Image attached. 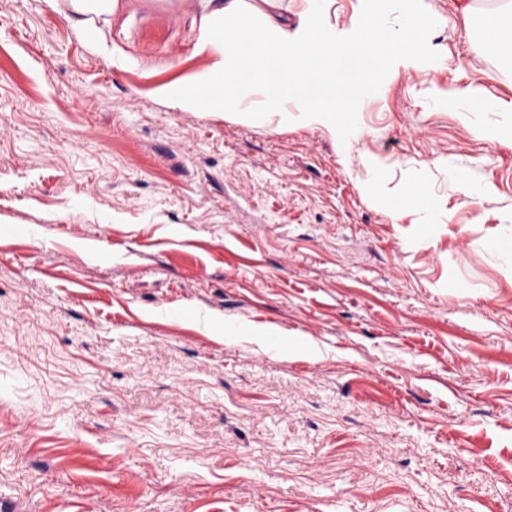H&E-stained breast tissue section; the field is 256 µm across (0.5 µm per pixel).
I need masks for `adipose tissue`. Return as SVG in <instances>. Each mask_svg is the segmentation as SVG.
I'll list each match as a JSON object with an SVG mask.
<instances>
[{"label":"adipose tissue","instance_id":"adipose-tissue-1","mask_svg":"<svg viewBox=\"0 0 512 512\" xmlns=\"http://www.w3.org/2000/svg\"><path fill=\"white\" fill-rule=\"evenodd\" d=\"M53 10L80 31L89 46L106 62L114 52L98 19H111L119 0H45ZM277 0L246 6L245 0H192L190 8L197 29L196 53L211 62L197 75L173 81L160 90L161 99L187 112H217L236 122H250L257 113L239 100L243 87L257 89L261 110L284 112L295 107L307 121L337 132L345 127L340 115L351 95L352 83L334 78L341 55L383 53L387 69H410L426 55L422 33L428 24L423 14L404 17L399 27L381 24L380 0L346 29L327 24L326 0H308L305 11L285 16ZM467 26L478 28L487 53L512 57V32L495 12H466ZM260 110V111H261Z\"/></svg>","mask_w":512,"mask_h":512}]
</instances>
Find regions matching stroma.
I'll list each match as a JSON object with an SVG mask.
<instances>
[{"mask_svg":"<svg viewBox=\"0 0 512 512\" xmlns=\"http://www.w3.org/2000/svg\"><path fill=\"white\" fill-rule=\"evenodd\" d=\"M467 7L512 0H388L431 53L340 135L162 103L182 0H122L127 66L0 0V512H512V58ZM392 206L395 212L418 208L430 216H433L438 209L437 203L430 196L427 188L419 184L409 186L404 194L392 201Z\"/></svg>","mask_w":512,"mask_h":512,"instance_id":"35a3bbf8","label":"stroma"}]
</instances>
